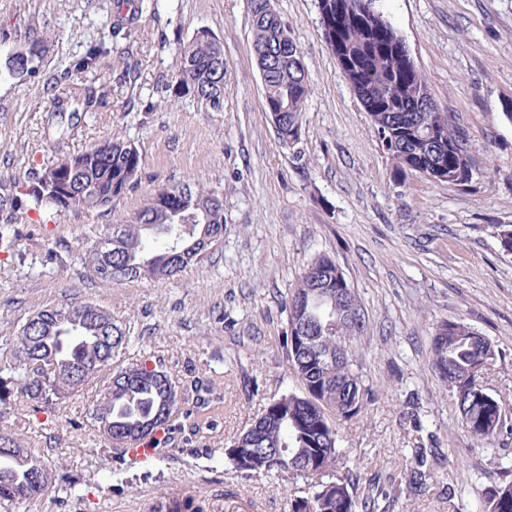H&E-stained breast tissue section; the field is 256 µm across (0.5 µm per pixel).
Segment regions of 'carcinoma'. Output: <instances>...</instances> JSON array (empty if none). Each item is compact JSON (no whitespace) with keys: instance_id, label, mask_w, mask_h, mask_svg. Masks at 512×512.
I'll list each match as a JSON object with an SVG mask.
<instances>
[{"instance_id":"obj_1","label":"carcinoma","mask_w":512,"mask_h":512,"mask_svg":"<svg viewBox=\"0 0 512 512\" xmlns=\"http://www.w3.org/2000/svg\"><path fill=\"white\" fill-rule=\"evenodd\" d=\"M341 13L321 18L325 43L331 51L341 44L350 67L344 78L354 93L367 102L366 113L393 162V173L403 178L434 169L448 172V183L464 187L471 179L457 177L459 166L470 160L464 133L448 114L433 108L428 81L410 65L398 44L402 37L378 7L379 0H343ZM252 51L258 55L288 56L300 52L276 15L264 11V0H248ZM106 49L90 47L74 65L78 74L98 70ZM268 114L278 115L274 126L285 145L298 144L302 112L311 94L308 66L267 72L262 80ZM175 94L191 95L211 108H224V46L212 36L195 34L180 51ZM100 102L94 83L84 85L78 98L82 111ZM85 162L83 183L69 204L44 188ZM143 158L138 148L115 133L76 153L64 155L37 174L25 195L33 209L106 211L136 184ZM172 210L182 221L168 223ZM501 247L512 252V224L491 225ZM224 238V199L219 194L188 184L161 188L151 194L127 224L112 231L83 237L81 260L91 277L114 284L142 278H169ZM288 311L286 355L289 369L302 391L270 400L229 445L226 457L235 470L249 477H303L316 479L312 491L291 501L290 512H381L378 497L359 494L349 475H335L341 454L336 421L357 417L372 401L352 369V342L367 329L364 311L354 290L336 263L320 256L300 273L285 302ZM37 326L21 325L9 377L0 378V403L11 399L36 401L50 409L65 396L95 379L108 384L93 408L92 418L112 420V443L135 444L162 430L166 444L179 435L204 433L223 400L213 395V383L189 388L164 369L161 361L138 360L124 364L131 343L127 328L113 322L112 314L89 300L67 299L40 311ZM432 364L441 382L456 398L458 422L480 445L507 431L499 400L484 384L487 366L496 360L492 342L463 320L438 322L431 342ZM172 412L157 416L162 405ZM151 423L147 432L140 431ZM18 459L0 454V506L20 500L18 491L36 472L51 473L43 453L24 449ZM424 449L417 451L409 487L416 490L426 479ZM482 512H512V481L482 493Z\"/></svg>"}]
</instances>
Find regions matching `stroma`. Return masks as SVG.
<instances>
[{
    "label": "stroma",
    "mask_w": 512,
    "mask_h": 512,
    "mask_svg": "<svg viewBox=\"0 0 512 512\" xmlns=\"http://www.w3.org/2000/svg\"><path fill=\"white\" fill-rule=\"evenodd\" d=\"M440 111L465 132L476 176L468 186L419 174L397 179L371 122L328 49L318 0H275L312 79L294 147L278 139L251 51L247 0H159L114 31L117 0H0V369L15 328L63 300L88 299L130 327L128 361L151 356L182 379L221 373L214 438L173 443L147 459L120 458L91 419L104 381L36 411L0 410V430L43 450L55 475L39 499L9 512H289L304 478L245 477L224 445L270 398L298 390L283 348L285 303L319 255L343 271L365 312L354 369L375 399L337 425V473L389 490L386 512H478L485 487L512 480V435L478 445L430 354L437 322L464 320L498 352L484 383L512 424V253L490 227L512 224V0H383ZM200 30L224 45V108L170 85L180 50ZM92 44L107 48L89 79L98 108L62 122L55 99L78 98L69 75ZM22 51L31 71L11 75ZM136 64L134 79L124 76ZM133 141L141 180L111 211L32 210L19 188L32 172L112 132ZM197 184L224 197V239L170 280L113 284L90 277L88 228L125 223L155 190ZM429 449L421 490L407 483Z\"/></svg>",
    "instance_id": "1"
}]
</instances>
